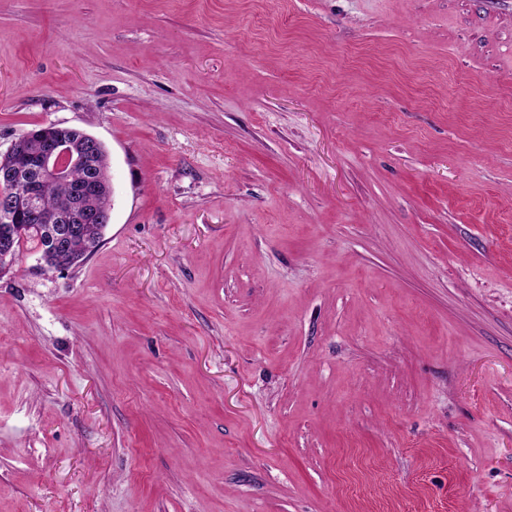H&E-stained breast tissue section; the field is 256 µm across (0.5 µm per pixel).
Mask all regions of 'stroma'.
Instances as JSON below:
<instances>
[{
    "label": "stroma",
    "instance_id": "obj_1",
    "mask_svg": "<svg viewBox=\"0 0 512 512\" xmlns=\"http://www.w3.org/2000/svg\"><path fill=\"white\" fill-rule=\"evenodd\" d=\"M112 219L0 276V512H512V0H0V154ZM70 131L71 127L59 124L41 125L19 135L0 156V229L7 225L20 226L23 244H30L37 253H44L48 224H19V220L29 217L54 224H70L49 230V252L60 255V258H54L53 271L60 274L74 269L82 259L72 252L70 243L83 229L73 224H88L85 233L72 243L73 249L80 254L87 253L88 257L102 242L96 224L107 227L111 221L110 191L98 199L100 208L108 211L102 212L96 206L98 196L107 189L101 176L76 183V198L71 209L62 214L57 212L70 203L71 183L89 175L88 170H72L86 169L89 158L102 152L103 146L100 140L86 133L78 142H73L65 133L69 132L74 138L80 134ZM32 142L37 144L36 149H31ZM51 181L56 182L46 183ZM42 208L56 213L48 218Z\"/></svg>",
    "mask_w": 512,
    "mask_h": 512
}]
</instances>
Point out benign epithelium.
I'll return each mask as SVG.
<instances>
[{
	"mask_svg": "<svg viewBox=\"0 0 512 512\" xmlns=\"http://www.w3.org/2000/svg\"><path fill=\"white\" fill-rule=\"evenodd\" d=\"M70 127L45 124L19 135L6 153L0 155V224H17L23 217L56 224L50 229V254L54 272L65 273L79 265L82 256L72 252L70 243L82 233L84 224L108 225L111 211H100L96 200L107 189L96 176L75 184V200L66 213L45 215L39 187L51 181L68 182L72 170L87 167L88 160L102 152V142L85 134L79 141L66 138ZM22 242L13 233L0 236V274L8 271L21 252Z\"/></svg>",
	"mask_w": 512,
	"mask_h": 512,
	"instance_id": "benign-epithelium-1",
	"label": "benign epithelium"
}]
</instances>
